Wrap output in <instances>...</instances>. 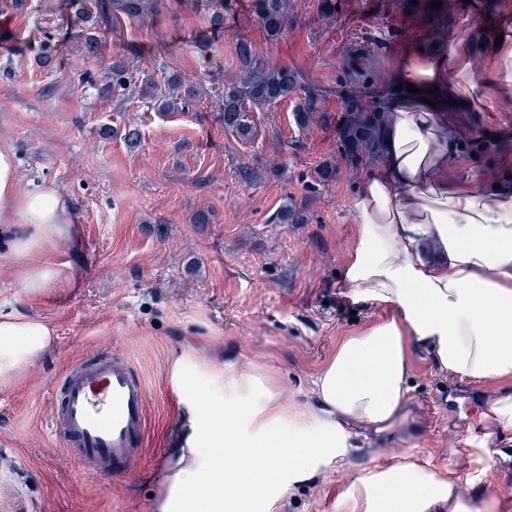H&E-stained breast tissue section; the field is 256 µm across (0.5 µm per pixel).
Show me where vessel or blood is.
<instances>
[{
	"label": "vessel or blood",
	"mask_w": 512,
	"mask_h": 512,
	"mask_svg": "<svg viewBox=\"0 0 512 512\" xmlns=\"http://www.w3.org/2000/svg\"><path fill=\"white\" fill-rule=\"evenodd\" d=\"M148 399L147 382L127 357L90 354L55 385L50 430L93 471L127 476L143 446Z\"/></svg>",
	"instance_id": "b4317fda"
}]
</instances>
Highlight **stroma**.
<instances>
[{"instance_id":"1","label":"stroma","mask_w":512,"mask_h":512,"mask_svg":"<svg viewBox=\"0 0 512 512\" xmlns=\"http://www.w3.org/2000/svg\"><path fill=\"white\" fill-rule=\"evenodd\" d=\"M236 2L207 48L198 40L208 0H159L158 14L101 33L90 54L66 0H0V142L15 154L20 189L32 180L54 185L80 227L77 238L44 252L68 284L39 295L24 291L0 243V310L40 317L56 336L51 354L0 383V512H157L162 476L194 417L172 381L185 345L210 375L260 364L289 401H310L312 379L339 337L380 315L353 309L335 276L354 236L362 176L336 146L343 101L383 100L406 54L443 48L461 25L484 36L512 14V0H442L439 9L428 0H336L332 14L320 0H289L284 30L272 39L250 0ZM48 31L57 34L50 46ZM243 40L264 66L298 71L320 116L299 126L293 97L251 112V140L225 130L224 87L240 74L235 45ZM119 56L137 83L167 72L190 80L188 111L108 92ZM131 124L141 132L133 147L120 135ZM462 133L496 134L507 147L467 157L458 177L493 182L512 173V116ZM326 163L336 176L323 184L317 172ZM301 201L306 223L277 221L283 206ZM93 352L126 355L148 384L146 439L131 480L96 474L49 428L53 381ZM412 382L409 418L393 437H358L342 472L297 488L276 512H336L338 489L360 468L403 451L471 474L462 441L502 384L443 376L421 352ZM498 448L496 467L463 491L495 496L512 512V443Z\"/></svg>"}]
</instances>
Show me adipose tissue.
<instances>
[{
    "label": "adipose tissue",
    "mask_w": 512,
    "mask_h": 512,
    "mask_svg": "<svg viewBox=\"0 0 512 512\" xmlns=\"http://www.w3.org/2000/svg\"><path fill=\"white\" fill-rule=\"evenodd\" d=\"M497 30L503 41L486 68L463 28L447 48L399 66L383 155L353 198L356 234L339 271L351 302L382 316L338 339L311 401L289 403L257 365L203 384L190 352L177 359L174 376L197 416L159 512H273L287 492L340 471L360 432L383 435L406 419L416 350L460 381L512 382V185L452 178L462 154L447 105L492 113L512 104V19ZM76 232L56 188L19 190L14 154L0 146V238L27 293L61 284L63 271L39 250ZM54 340L42 319L0 312V383L46 357ZM468 432L483 445L512 434V391L490 400ZM501 508L497 498L465 495L454 471L409 453L357 472L336 497V512Z\"/></svg>",
    "instance_id": "obj_1"
}]
</instances>
